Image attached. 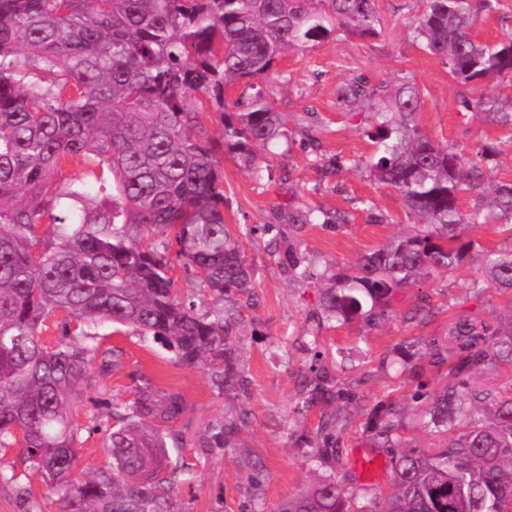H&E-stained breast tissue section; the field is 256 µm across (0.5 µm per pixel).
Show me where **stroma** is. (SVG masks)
<instances>
[{
    "label": "stroma",
    "mask_w": 512,
    "mask_h": 512,
    "mask_svg": "<svg viewBox=\"0 0 512 512\" xmlns=\"http://www.w3.org/2000/svg\"><path fill=\"white\" fill-rule=\"evenodd\" d=\"M422 0H378L381 31L375 36L327 38L285 54L261 82L282 112L286 138L260 148L261 172L240 167L232 153L224 169V217L236 234L255 275V293L239 297L237 364L243 384L224 393L204 370L171 362L159 345L126 330H110L107 345L122 356L106 379L111 398L133 399L131 372L159 389L182 394L187 409L173 428L183 434L180 461L187 473L176 492L179 512H276L289 497L324 477L343 484L366 512H383L392 489L390 472L373 484L353 467L356 452L391 461L393 449L375 447L364 431L369 411L392 401L401 410L407 449L425 450L439 439L424 431L419 416L444 387L457 383L455 353L436 361L430 340L447 343L448 328L460 319L512 320V291L474 290L483 254L512 246V233L497 222L466 226L473 242L452 276L427 280L394 292L389 318L376 325L318 321L321 292L334 274L349 271L360 256L421 228L397 190L375 182L366 167L376 146L369 137L370 113L363 102L342 98L341 86L362 83L392 90L410 78L421 96L420 129L463 160L482 147L496 150L487 179L512 182V128L490 121L483 111L464 110L461 98L512 97V75L475 86L454 81L442 60L413 37ZM317 218H309L310 210ZM345 216L324 223L322 212ZM312 260L313 276L296 281L282 266L283 243ZM317 337L320 357L306 349ZM328 370L335 402H308L316 363ZM348 410L336 432V464L314 459L324 416ZM240 419L241 448L197 447L195 440L214 418ZM80 426L85 470L109 467L112 458L104 426L107 410L83 394L73 408Z\"/></svg>",
    "instance_id": "stroma-1"
}]
</instances>
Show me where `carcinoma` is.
Wrapping results in <instances>:
<instances>
[{"instance_id":"obj_1","label":"carcinoma","mask_w":512,"mask_h":512,"mask_svg":"<svg viewBox=\"0 0 512 512\" xmlns=\"http://www.w3.org/2000/svg\"><path fill=\"white\" fill-rule=\"evenodd\" d=\"M376 0H0V486L17 512H43L17 468H35L58 495L61 512H177L183 475L165 432L182 417L178 392L138 372L134 399L107 397L103 379L117 365L101 329L124 327L190 368L208 370L220 390L235 385L234 305L198 313L194 293L250 296L253 273L224 220V170L207 136L204 96L219 116L222 144L258 171L256 148L286 137L284 121L259 81L295 47L330 35L378 33ZM493 0H425L415 38L465 85L512 74V35L494 43L472 35L477 8ZM241 88L234 109L226 95ZM345 97L374 101L373 179L394 187L423 229L363 256L356 272L322 293L328 319L389 316L393 290L453 274L468 224L512 221V183L487 184L488 148L463 168L414 116L420 95L405 81L385 97L362 84ZM77 160L95 173L96 194L61 179ZM479 189L465 214L459 193ZM51 227L43 234L42 226ZM181 268L187 292L176 290ZM476 288L512 289V247L489 250ZM61 337L41 341L54 313ZM455 370L512 362V321L459 320L448 330ZM97 392L112 419V468L79 471L80 385ZM449 436L432 451L396 454L386 512H512V395L447 387L421 416ZM401 413L374 406L365 422L379 448H398ZM336 418L320 426L317 459H336ZM201 448H241L238 425L208 424ZM278 512H361L330 477L288 499Z\"/></svg>"}]
</instances>
